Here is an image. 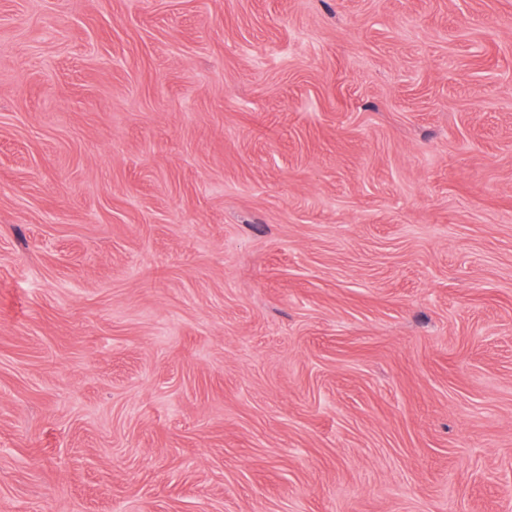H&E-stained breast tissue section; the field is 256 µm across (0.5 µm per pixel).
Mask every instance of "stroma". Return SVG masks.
<instances>
[{"label": "stroma", "mask_w": 512, "mask_h": 512, "mask_svg": "<svg viewBox=\"0 0 512 512\" xmlns=\"http://www.w3.org/2000/svg\"><path fill=\"white\" fill-rule=\"evenodd\" d=\"M0 512H512V0H0Z\"/></svg>", "instance_id": "35a3bbf8"}]
</instances>
